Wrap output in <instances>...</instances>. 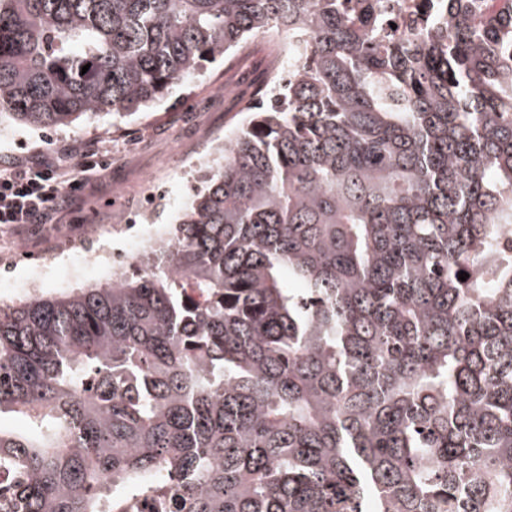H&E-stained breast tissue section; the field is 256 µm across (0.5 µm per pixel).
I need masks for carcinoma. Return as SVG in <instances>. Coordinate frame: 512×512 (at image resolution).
Masks as SVG:
<instances>
[{
  "label": "carcinoma",
  "instance_id": "obj_1",
  "mask_svg": "<svg viewBox=\"0 0 512 512\" xmlns=\"http://www.w3.org/2000/svg\"><path fill=\"white\" fill-rule=\"evenodd\" d=\"M441 2L379 39L382 0H0V118L38 130L301 45L172 249L0 305V512H512V18Z\"/></svg>",
  "mask_w": 512,
  "mask_h": 512
}]
</instances>
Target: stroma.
<instances>
[{"label":"stroma","mask_w":512,"mask_h":512,"mask_svg":"<svg viewBox=\"0 0 512 512\" xmlns=\"http://www.w3.org/2000/svg\"><path fill=\"white\" fill-rule=\"evenodd\" d=\"M270 55L271 46L262 34L250 36L227 60L204 64L161 102L125 119L82 121L49 132L0 124L1 159L25 160L51 152L74 164L91 145L101 147L110 159L105 169L79 173L81 186L52 231L0 229V282H13L9 288L0 285V304L19 303L35 291L56 294L94 286L91 278L62 280L55 270L37 276L29 266L15 262L14 249L22 244L32 253L52 254L57 265L64 266L73 259L70 243L87 234H94L97 248H110L113 224L138 203L148 182L165 187L168 205L160 221L172 223L194 189L177 171L183 150L206 131L228 134L245 121L246 108L265 80Z\"/></svg>","instance_id":"obj_1"}]
</instances>
